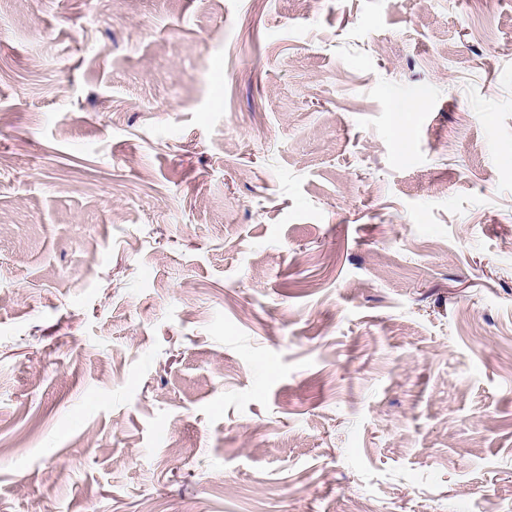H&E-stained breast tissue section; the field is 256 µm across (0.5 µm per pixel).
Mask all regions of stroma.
<instances>
[{
    "mask_svg": "<svg viewBox=\"0 0 512 512\" xmlns=\"http://www.w3.org/2000/svg\"><path fill=\"white\" fill-rule=\"evenodd\" d=\"M512 504V0H0V512Z\"/></svg>",
    "mask_w": 512,
    "mask_h": 512,
    "instance_id": "stroma-1",
    "label": "stroma"
}]
</instances>
